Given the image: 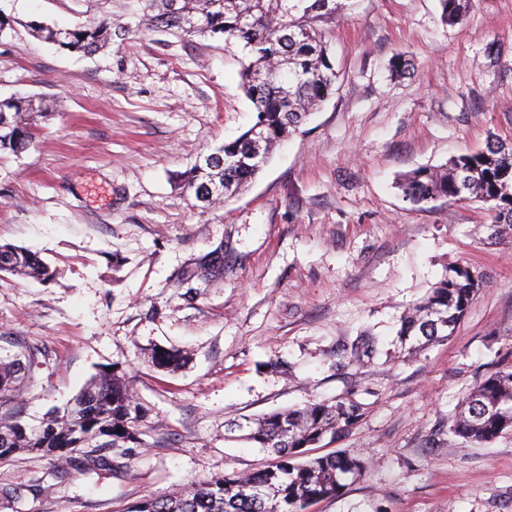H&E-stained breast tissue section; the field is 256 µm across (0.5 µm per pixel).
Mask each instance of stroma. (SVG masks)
<instances>
[{
  "label": "stroma",
  "mask_w": 512,
  "mask_h": 512,
  "mask_svg": "<svg viewBox=\"0 0 512 512\" xmlns=\"http://www.w3.org/2000/svg\"><path fill=\"white\" fill-rule=\"evenodd\" d=\"M326 29L336 92L271 154L246 189L202 206L179 184L197 156L249 129L240 46L129 36L86 56L32 36L98 21L90 0H0V99L44 96L34 146L0 153V245L52 270L0 273V357L44 349L23 405L32 423L95 376L124 372L145 406L141 447L106 477L20 454L0 487L42 478L47 495L0 512H127L217 475L265 467L225 425L312 401L361 407L351 431L309 448L366 465L308 512H512V431L475 444L452 431L461 400L512 368V230L482 204L406 201L399 179L487 141H512V0H478L442 23L439 0H341ZM413 60L395 78L396 55ZM224 253L212 280L180 273ZM484 288L447 341L415 353L400 317L447 268ZM378 338L361 362L342 350ZM190 361L158 369L156 350Z\"/></svg>",
  "instance_id": "1"
}]
</instances>
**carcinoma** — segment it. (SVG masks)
I'll return each mask as SVG.
<instances>
[{
  "label": "carcinoma",
  "instance_id": "carcinoma-1",
  "mask_svg": "<svg viewBox=\"0 0 512 512\" xmlns=\"http://www.w3.org/2000/svg\"><path fill=\"white\" fill-rule=\"evenodd\" d=\"M447 25L464 20L475 0H439ZM148 33L221 37L242 44L241 81L257 120L233 141L202 155L181 175L197 201L210 206L243 190L261 171L273 148L295 132L333 94L337 74L323 23L336 17L337 0H122ZM25 27L36 37L69 51L92 55L112 41H124L130 28L103 14L94 26L57 28L31 20ZM54 102L45 97L0 101V152L20 154L35 142L33 124L52 115ZM404 198L419 203L436 198L477 201L487 205L493 223L512 230V142L492 139L485 148L451 158L437 168H417L404 175ZM224 266L215 256L185 272L186 279L207 276ZM0 272L47 279L49 268L25 248L0 245ZM482 287L466 267H453L430 294L401 317L399 336L417 345L440 342L452 335ZM375 339L356 337L345 352L352 358L374 353ZM41 350L0 358V463L18 453L63 459L82 474L97 475L123 468L130 445H140L146 410L124 375L91 380L63 409L41 425L28 426L14 411L23 390L35 382ZM189 361L179 350L155 352L153 363L174 371ZM360 406L337 400L278 410L244 426L243 437L276 457L275 465L233 477L220 476L204 486L171 495L149 497L129 512H306L318 500L339 495L346 481L362 475L364 466L345 453L297 462L303 449L320 444L326 435L343 434L359 417ZM456 434L476 443L512 431V370L487 377L462 401L453 425ZM44 492L42 479L22 489L0 488V499H19Z\"/></svg>",
  "mask_w": 512,
  "mask_h": 512
}]
</instances>
